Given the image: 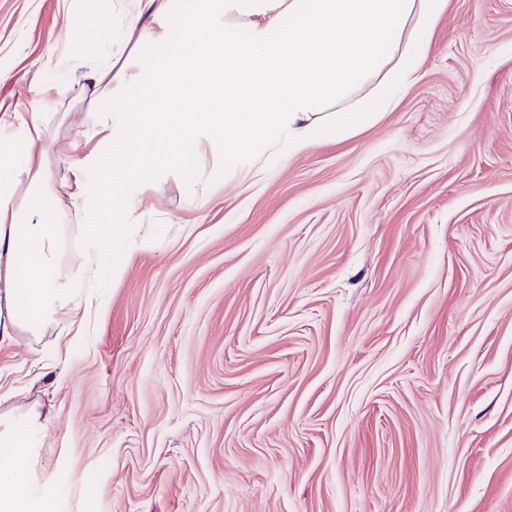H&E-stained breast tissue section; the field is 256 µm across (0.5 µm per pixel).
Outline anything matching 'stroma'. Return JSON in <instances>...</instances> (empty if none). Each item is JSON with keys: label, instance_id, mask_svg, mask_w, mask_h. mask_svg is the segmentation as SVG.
<instances>
[{"label": "stroma", "instance_id": "obj_1", "mask_svg": "<svg viewBox=\"0 0 512 512\" xmlns=\"http://www.w3.org/2000/svg\"><path fill=\"white\" fill-rule=\"evenodd\" d=\"M131 0H0V110L45 88L56 187L85 76L153 61ZM423 78L342 140L139 197L92 307L0 349L56 512H512V0H448ZM121 273H113V263Z\"/></svg>", "mask_w": 512, "mask_h": 512}]
</instances>
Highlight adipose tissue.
Listing matches in <instances>:
<instances>
[{"mask_svg": "<svg viewBox=\"0 0 512 512\" xmlns=\"http://www.w3.org/2000/svg\"><path fill=\"white\" fill-rule=\"evenodd\" d=\"M129 34L150 44L154 63L137 76L94 68L101 109L86 116L102 149L71 163L70 208L56 201L41 148L44 98L16 120L0 118V346L39 336L74 315L84 288L65 268L71 214L90 260L135 220L134 197L158 176L191 172L208 142L224 162L295 153L343 139L418 82L447 0H135ZM379 78L372 98L354 88ZM209 102L195 111L196 102ZM97 192H90V185ZM39 412L8 423L0 446V512H54L36 491L29 462L40 443Z\"/></svg>", "mask_w": 512, "mask_h": 512, "instance_id": "1", "label": "adipose tissue"}]
</instances>
